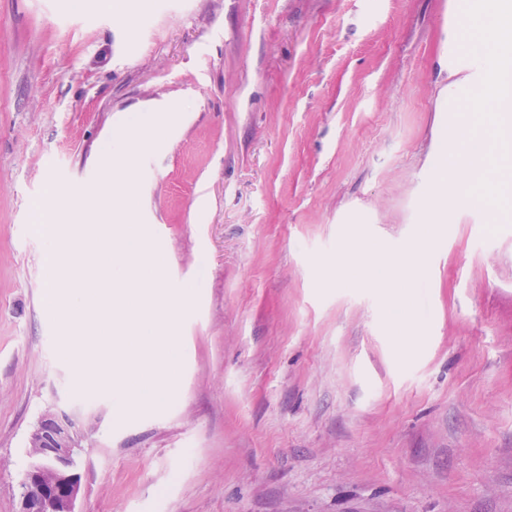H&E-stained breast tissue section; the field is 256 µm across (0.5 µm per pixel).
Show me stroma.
Wrapping results in <instances>:
<instances>
[{"label":"stroma","instance_id":"35a3bbf8","mask_svg":"<svg viewBox=\"0 0 512 512\" xmlns=\"http://www.w3.org/2000/svg\"><path fill=\"white\" fill-rule=\"evenodd\" d=\"M467 0H0V512L50 407L83 432L77 512H512V219L456 190L425 226ZM132 221L189 289L179 394L129 416L80 388L45 308L52 188L103 181L121 132ZM430 242L389 291L344 245Z\"/></svg>","mask_w":512,"mask_h":512}]
</instances>
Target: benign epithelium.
<instances>
[{
	"label": "benign epithelium",
	"instance_id": "obj_1",
	"mask_svg": "<svg viewBox=\"0 0 512 512\" xmlns=\"http://www.w3.org/2000/svg\"><path fill=\"white\" fill-rule=\"evenodd\" d=\"M82 439L68 413L47 410L40 416L28 440L36 463L19 483L21 512H76L80 477L74 461Z\"/></svg>",
	"mask_w": 512,
	"mask_h": 512
}]
</instances>
